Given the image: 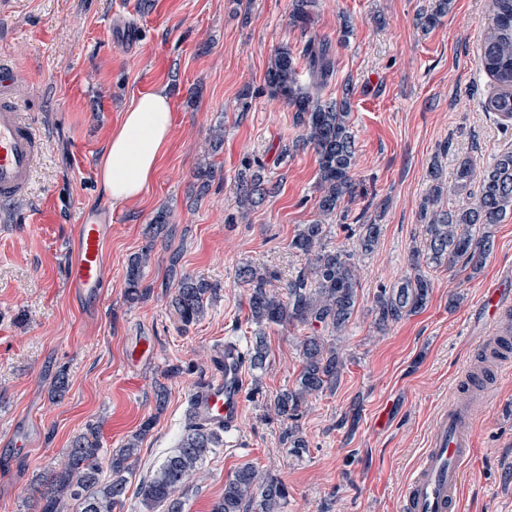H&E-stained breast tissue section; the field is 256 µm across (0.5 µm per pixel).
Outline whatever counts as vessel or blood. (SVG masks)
Returning <instances> with one entry per match:
<instances>
[{"instance_id": "b4317fda", "label": "vessel or blood", "mask_w": 512, "mask_h": 512, "mask_svg": "<svg viewBox=\"0 0 512 512\" xmlns=\"http://www.w3.org/2000/svg\"><path fill=\"white\" fill-rule=\"evenodd\" d=\"M20 73L0 63V209L8 210L28 190L41 142L34 127L20 111L16 89ZM77 242L66 265V286L86 301L99 302L108 283L104 261L107 227L90 216L76 226ZM512 290V273L484 289L481 304L485 322L495 325L512 312L507 293ZM219 367L191 395L195 417L212 426L232 428L241 418L243 397V354L232 343L218 354ZM496 394L479 401H461L443 411L429 446L406 482L398 512H458L461 465L472 448L474 426L479 416L493 406Z\"/></svg>"}]
</instances>
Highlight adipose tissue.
<instances>
[{
  "label": "adipose tissue",
  "mask_w": 512,
  "mask_h": 512,
  "mask_svg": "<svg viewBox=\"0 0 512 512\" xmlns=\"http://www.w3.org/2000/svg\"><path fill=\"white\" fill-rule=\"evenodd\" d=\"M172 125L171 104L164 91L140 95L113 132L102 167L105 190L114 203L138 198L155 170Z\"/></svg>",
  "instance_id": "1"
}]
</instances>
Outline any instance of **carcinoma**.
I'll return each mask as SVG.
<instances>
[{
	"instance_id": "obj_1",
	"label": "carcinoma",
	"mask_w": 512,
	"mask_h": 512,
	"mask_svg": "<svg viewBox=\"0 0 512 512\" xmlns=\"http://www.w3.org/2000/svg\"><path fill=\"white\" fill-rule=\"evenodd\" d=\"M452 0H434L431 9L419 14L418 24L429 29L448 15ZM316 0H293V24L306 30L312 25ZM489 31L481 45V66L495 92L485 110L512 119V0H488ZM307 60L311 82L301 83L295 55L290 48H278L265 74L269 96L283 100L295 112L302 128L301 140L317 155V219L303 224L290 247L306 259L307 266L285 284V291L270 288L277 274L263 266L247 264L238 270L237 280L247 288L248 318L257 326L244 354V363L253 372L265 370L268 359L265 329L272 326L303 325L323 327L340 336L358 304L359 269L354 253L329 248L324 239V219L335 215L347 198L355 195L352 168L355 139L350 130L345 85L341 99H325L321 91L334 74L330 47L324 41L308 40L301 50ZM246 173L236 191L241 218L277 190L264 174L258 160L245 162ZM434 186L422 206L427 259L438 265L458 266L472 275L485 265L492 245L491 228L512 213V150L500 152L480 174L479 191L468 194L470 202L446 213L428 214V204L441 194V171L429 172ZM475 177L470 160L459 163L455 192H465ZM381 226L360 225L358 249L370 253L378 244ZM150 249L132 257L126 272V295L130 300L146 296L141 288L143 267ZM431 281L414 263V273L396 287L382 290L374 299L378 325L385 327L416 314L426 307ZM212 284L184 274L170 295L169 307L188 326L205 315ZM301 369L292 387L277 393L270 410L284 425L283 440L299 451L307 447L300 435L298 420L309 397L336 386L343 363L335 347L316 332L305 337L300 347ZM153 419L143 422L139 432L124 446L102 454L99 427L90 425L66 449L64 462L51 468L30 489L35 512H123L127 499V476L138 463L139 441L152 427ZM224 430L213 428L188 414L187 422L172 451L153 474L136 489L140 512H184L181 489L202 469L205 460L223 444ZM288 488L280 480L262 474L246 462L224 482V495L211 512H282Z\"/></svg>"
}]
</instances>
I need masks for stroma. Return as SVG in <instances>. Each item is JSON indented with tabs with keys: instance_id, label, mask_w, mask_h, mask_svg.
I'll list each match as a JSON object with an SVG mask.
<instances>
[{
	"instance_id": "1",
	"label": "stroma",
	"mask_w": 512,
	"mask_h": 512,
	"mask_svg": "<svg viewBox=\"0 0 512 512\" xmlns=\"http://www.w3.org/2000/svg\"><path fill=\"white\" fill-rule=\"evenodd\" d=\"M136 2L132 10L123 0H15L0 17V58L21 73L18 103L42 141L26 195L0 222V512H30V485L61 463L87 425H99L102 448L113 451L150 418L128 478L136 490L176 446L190 396L213 374L219 348L250 341L238 268L274 270L277 290L304 269L289 244L316 217L317 156L300 143L292 108L262 87L274 51H300L311 37L328 41L335 60L325 97H341L347 84L353 89L356 194L346 217L327 221L325 242L355 251L350 229L360 224L380 225V240L357 257L359 303L335 342L340 378L298 421L306 450L283 441L266 401L294 385L298 346L309 330L274 326L266 370L244 375L262 392L243 401L238 425L190 480L185 512H210L245 462L287 485L284 512H395L439 413L476 363L481 293L512 269L511 214L493 226V249L478 274L468 279L425 265L433 283L426 308L386 331L376 328L375 295L410 274L412 252L423 246L431 166H439L445 185L434 207L445 211L463 202L452 190L458 162L480 169L512 148V123L482 109L491 92L479 63L487 0H454L426 31L417 17L431 0H319L306 32L290 19L292 0H252L247 8L237 0ZM156 89L172 107L166 148L147 191L113 203L100 177L106 144L131 104ZM245 91L250 108L243 113ZM218 126L224 143L207 152ZM248 158L259 159L279 189L232 224ZM208 166L214 173L203 186L195 174ZM98 208L107 212L111 286L93 305L72 299L64 264L77 219ZM161 210L174 238L151 229ZM147 245L149 293L131 301L128 260ZM175 252L178 271L218 286L204 317L187 326L168 305ZM143 336L152 339L153 359L131 365L128 352ZM62 367L69 386L56 401L51 389ZM161 385L168 398L160 411ZM497 391L461 468V512H512V378ZM22 427L26 448L15 444Z\"/></svg>"
}]
</instances>
